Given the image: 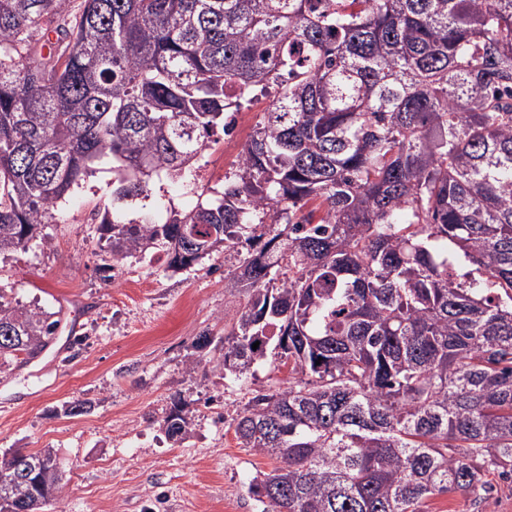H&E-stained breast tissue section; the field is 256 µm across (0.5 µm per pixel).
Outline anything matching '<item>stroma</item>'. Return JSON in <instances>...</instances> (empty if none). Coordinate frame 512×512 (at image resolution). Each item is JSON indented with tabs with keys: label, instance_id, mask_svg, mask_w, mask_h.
Returning a JSON list of instances; mask_svg holds the SVG:
<instances>
[{
	"label": "stroma",
	"instance_id": "stroma-1",
	"mask_svg": "<svg viewBox=\"0 0 512 512\" xmlns=\"http://www.w3.org/2000/svg\"><path fill=\"white\" fill-rule=\"evenodd\" d=\"M267 98L244 108L231 134H217L193 165L187 186L154 181L144 210L183 213L224 194ZM112 171L99 165L59 205L41 240L0 254V289L49 311L62 323L52 351L0 379V451L55 449L68 483L44 512H263L249 487L274 459L243 448L230 422L258 394L285 386L287 367L255 366L247 383L215 368L233 291L224 268L237 257L216 251L190 269L150 266L132 256L111 262L97 228L112 204ZM112 263V262H111ZM81 338L71 348L69 337ZM192 413L183 444L161 423L173 394ZM89 398L92 411L69 416L67 402ZM426 512H512V480L496 481L480 502L458 492L427 500Z\"/></svg>",
	"mask_w": 512,
	"mask_h": 512
}]
</instances>
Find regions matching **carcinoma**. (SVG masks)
Here are the masks:
<instances>
[{
  "mask_svg": "<svg viewBox=\"0 0 512 512\" xmlns=\"http://www.w3.org/2000/svg\"><path fill=\"white\" fill-rule=\"evenodd\" d=\"M269 87L222 199L124 221ZM105 159L113 261L246 250L215 362L291 365L231 423L280 462L264 512H424L512 479V0H0V253ZM59 315L0 289V378ZM190 425L172 396L165 435ZM1 473L0 512L67 483L52 448Z\"/></svg>",
  "mask_w": 512,
  "mask_h": 512,
  "instance_id": "carcinoma-1",
  "label": "carcinoma"
}]
</instances>
